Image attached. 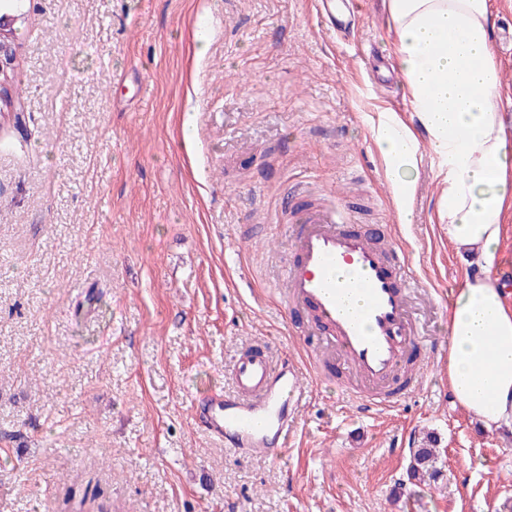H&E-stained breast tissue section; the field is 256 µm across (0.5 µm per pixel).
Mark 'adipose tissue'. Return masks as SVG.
Here are the masks:
<instances>
[{
  "label": "adipose tissue",
  "mask_w": 512,
  "mask_h": 512,
  "mask_svg": "<svg viewBox=\"0 0 512 512\" xmlns=\"http://www.w3.org/2000/svg\"><path fill=\"white\" fill-rule=\"evenodd\" d=\"M388 12L419 126L439 158L438 221L457 253L486 271L466 279L448 309V387L487 429L512 436V307L487 274L512 208V137L495 105L488 0H388ZM375 139L394 185L407 191L417 137L386 117Z\"/></svg>",
  "instance_id": "adipose-tissue-1"
}]
</instances>
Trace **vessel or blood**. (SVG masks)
Masks as SVG:
<instances>
[{
  "label": "vessel or blood",
  "instance_id": "obj_1",
  "mask_svg": "<svg viewBox=\"0 0 512 512\" xmlns=\"http://www.w3.org/2000/svg\"><path fill=\"white\" fill-rule=\"evenodd\" d=\"M294 251L279 293L287 316L306 318L305 361H274L259 344L239 354L234 391L197 400L195 414L213 438L247 456L284 452L321 362L339 358L353 378L348 394L364 415L392 410L419 386L404 364L418 337L414 284L406 253L327 205L293 212Z\"/></svg>",
  "mask_w": 512,
  "mask_h": 512
}]
</instances>
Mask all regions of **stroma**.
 Masks as SVG:
<instances>
[{"instance_id": "obj_1", "label": "stroma", "mask_w": 512, "mask_h": 512, "mask_svg": "<svg viewBox=\"0 0 512 512\" xmlns=\"http://www.w3.org/2000/svg\"><path fill=\"white\" fill-rule=\"evenodd\" d=\"M382 2L355 0L340 40L311 0H25L22 122L0 117V512H512V437L455 403L440 356L370 417L314 380L276 459L193 415L242 347L299 358L273 293L288 193L394 232L425 342L481 273L437 222L429 142L399 221L374 126L415 119ZM429 432L426 485L407 469Z\"/></svg>"}]
</instances>
